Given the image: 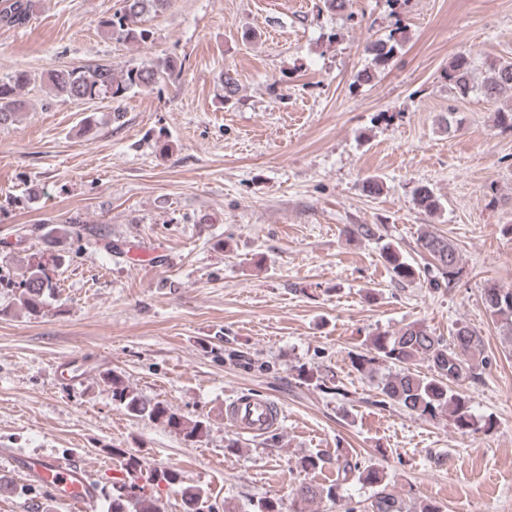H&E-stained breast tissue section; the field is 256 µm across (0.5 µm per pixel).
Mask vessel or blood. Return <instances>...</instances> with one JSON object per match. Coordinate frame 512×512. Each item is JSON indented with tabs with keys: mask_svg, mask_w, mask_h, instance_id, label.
<instances>
[{
	"mask_svg": "<svg viewBox=\"0 0 512 512\" xmlns=\"http://www.w3.org/2000/svg\"><path fill=\"white\" fill-rule=\"evenodd\" d=\"M228 415L239 431L252 435L262 434L279 422L277 405L261 399L234 402L228 407ZM21 465L42 484L59 490L62 503L80 504L89 510L94 507L97 488L78 459L29 455L22 458Z\"/></svg>",
	"mask_w": 512,
	"mask_h": 512,
	"instance_id": "1",
	"label": "vessel or blood"
}]
</instances>
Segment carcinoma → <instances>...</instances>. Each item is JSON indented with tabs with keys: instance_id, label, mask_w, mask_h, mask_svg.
<instances>
[{
	"instance_id": "1",
	"label": "carcinoma",
	"mask_w": 512,
	"mask_h": 512,
	"mask_svg": "<svg viewBox=\"0 0 512 512\" xmlns=\"http://www.w3.org/2000/svg\"><path fill=\"white\" fill-rule=\"evenodd\" d=\"M168 6L169 0H122L120 9L102 21V27L118 40L145 42L151 31L142 26L144 17L158 15ZM33 8L34 0H0V25L24 24ZM397 49L398 43L390 38L369 41L365 53L370 66L357 75V80L370 81L390 64ZM477 70L474 59L461 53L450 62L446 77L453 89L462 95L476 90L492 101L512 98L511 60L485 64V76L480 81L475 78ZM179 71L175 60L165 58L150 65H131L119 75L112 71L110 64L58 68L49 71L46 80L58 96L73 100H103L122 97L132 90H150ZM27 84L28 77L23 72L0 77V125L13 121L25 110L22 90ZM413 199L419 210L429 216L434 217L442 210L440 197L427 184L414 187ZM345 232L356 239L380 237L376 224H348ZM418 246L430 257V287L448 286L459 274L457 247L429 230L421 231ZM380 256L396 283L411 282L420 276L421 270L415 268L397 246L384 245ZM53 289L52 279L44 266L32 263L18 286L15 301L28 314L38 316L43 313ZM482 303L500 323L505 335L512 339V288L490 284L484 288ZM366 346L367 353L354 357L352 365L358 372L370 376L382 367L389 368L378 381L382 402L397 405L420 418H446L462 434L487 432L494 427L492 418L479 419L473 414L467 397L459 391L464 384L479 381L488 365L482 339L469 324L456 323L446 340L433 335L422 324L412 322L395 332L384 331L369 336ZM102 382L112 389V398L135 416L158 421L191 441L207 432L205 421L186 419L169 407L146 399L125 386L117 375L107 373ZM331 461L336 464V480L330 485L302 483L294 490L287 505L280 499L265 497L250 504L245 511L226 505L224 512H306L309 504L323 500L338 505L343 512H442L433 502H417L394 493L388 489L384 476L376 467L361 464L347 452H336L334 460L321 453L306 455L298 460L297 466L303 471L316 470ZM119 463L126 478L112 485L107 512H163L158 500L148 495L144 488H138L135 493L127 492L133 481L142 476L141 462L121 454ZM151 478L155 484L164 483L180 493L183 512H204V491L184 485L179 470L171 467L156 469ZM349 484L368 486L371 493L364 500L346 496L343 489Z\"/></svg>"
}]
</instances>
